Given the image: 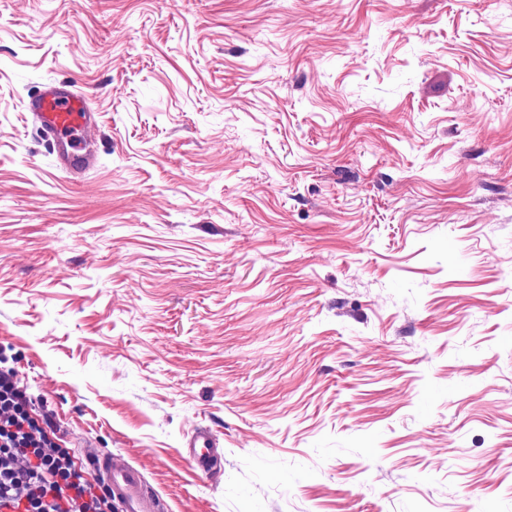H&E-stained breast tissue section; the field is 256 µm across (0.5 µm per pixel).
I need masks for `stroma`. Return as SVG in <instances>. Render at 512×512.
<instances>
[{
    "instance_id": "stroma-1",
    "label": "stroma",
    "mask_w": 512,
    "mask_h": 512,
    "mask_svg": "<svg viewBox=\"0 0 512 512\" xmlns=\"http://www.w3.org/2000/svg\"><path fill=\"white\" fill-rule=\"evenodd\" d=\"M0 359L168 512H512V0H0ZM61 84L43 87L29 97L26 108L40 123L44 137L58 148L63 169L70 174L79 173L91 164L87 151L83 153L88 144L90 116L71 91L58 88ZM185 445L187 458L196 470L207 474L217 467L218 454L205 431L194 433Z\"/></svg>"
}]
</instances>
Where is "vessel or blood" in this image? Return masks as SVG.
I'll return each instance as SVG.
<instances>
[{
	"label": "vessel or blood",
	"mask_w": 512,
	"mask_h": 512,
	"mask_svg": "<svg viewBox=\"0 0 512 512\" xmlns=\"http://www.w3.org/2000/svg\"><path fill=\"white\" fill-rule=\"evenodd\" d=\"M26 107L39 122L44 137L58 148L65 171L78 173L90 166L85 153L90 117L72 92L51 84L29 97ZM185 452L194 468L202 473H209L217 466L218 454L206 432L194 433L186 442ZM99 470L121 512H167L164 501L149 490L137 469L104 463Z\"/></svg>",
	"instance_id": "b4317fda"
}]
</instances>
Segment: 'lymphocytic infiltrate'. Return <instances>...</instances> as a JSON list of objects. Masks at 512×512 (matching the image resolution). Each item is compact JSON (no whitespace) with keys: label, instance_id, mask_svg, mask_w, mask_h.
<instances>
[{"label":"lymphocytic infiltrate","instance_id":"1","mask_svg":"<svg viewBox=\"0 0 512 512\" xmlns=\"http://www.w3.org/2000/svg\"><path fill=\"white\" fill-rule=\"evenodd\" d=\"M32 405L17 370L0 365V512H112L100 482Z\"/></svg>","mask_w":512,"mask_h":512}]
</instances>
